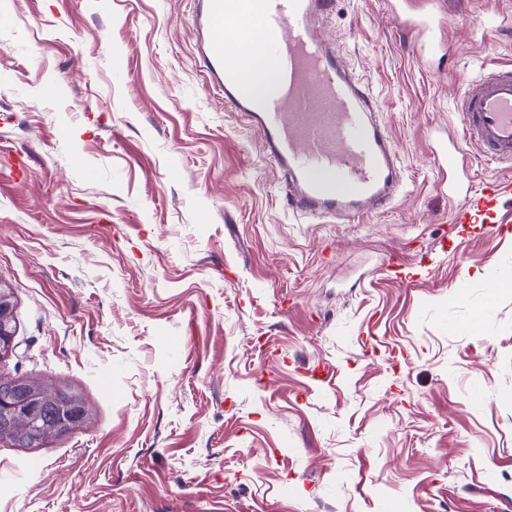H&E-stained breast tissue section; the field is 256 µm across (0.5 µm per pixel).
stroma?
<instances>
[{"instance_id":"stroma-1","label":"stroma","mask_w":512,"mask_h":512,"mask_svg":"<svg viewBox=\"0 0 512 512\" xmlns=\"http://www.w3.org/2000/svg\"><path fill=\"white\" fill-rule=\"evenodd\" d=\"M394 7L324 27L400 158L388 205L336 223L208 87L191 0H0V373L89 411L0 443V512H512V288L488 284L512 201L489 237L448 196L512 162L434 159L467 82L512 65V0H431V49Z\"/></svg>"}]
</instances>
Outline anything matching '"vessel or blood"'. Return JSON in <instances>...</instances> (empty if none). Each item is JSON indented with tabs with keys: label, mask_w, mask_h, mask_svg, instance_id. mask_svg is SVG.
<instances>
[{
	"label": "vessel or blood",
	"mask_w": 512,
	"mask_h": 512,
	"mask_svg": "<svg viewBox=\"0 0 512 512\" xmlns=\"http://www.w3.org/2000/svg\"><path fill=\"white\" fill-rule=\"evenodd\" d=\"M196 51L210 84L224 104L241 113L263 135L264 151L283 173L293 210L318 218L347 220L384 206L397 186L390 136L373 116L375 100L355 80L324 39L321 19L334 0H193ZM258 6L254 31H243L240 16ZM434 44L441 27L431 12L398 15ZM252 45L276 69L281 95L263 105L240 90L237 73L246 57L230 47ZM462 128L448 137L442 154L461 158V147L477 144L495 160H512V69L494 68L467 84L461 99ZM455 224H481L497 235L496 208L512 197V183L480 188L449 183Z\"/></svg>",
	"instance_id": "obj_1"
}]
</instances>
